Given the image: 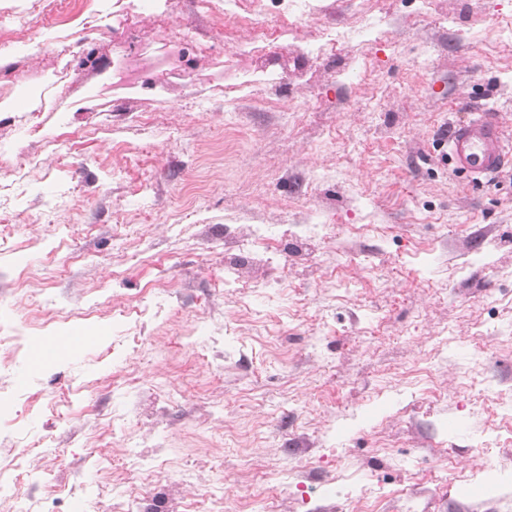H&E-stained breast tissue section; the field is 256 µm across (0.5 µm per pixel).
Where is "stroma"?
Instances as JSON below:
<instances>
[{"label":"stroma","mask_w":512,"mask_h":512,"mask_svg":"<svg viewBox=\"0 0 512 512\" xmlns=\"http://www.w3.org/2000/svg\"><path fill=\"white\" fill-rule=\"evenodd\" d=\"M321 2L243 0L280 39L230 108L224 0H0L35 158L0 154V512H512V165L475 188L442 144L482 108L512 136V0ZM371 13L381 44L292 60ZM178 37L196 66L156 68ZM281 5L280 17L283 24L297 27L319 21V15L314 7L315 0H271Z\"/></svg>","instance_id":"stroma-1"}]
</instances>
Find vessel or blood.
Instances as JSON below:
<instances>
[{"label": "vessel or blood", "mask_w": 512, "mask_h": 512, "mask_svg": "<svg viewBox=\"0 0 512 512\" xmlns=\"http://www.w3.org/2000/svg\"><path fill=\"white\" fill-rule=\"evenodd\" d=\"M446 143L449 162L473 184L512 164V138L505 135L496 118L481 110L469 120L451 125Z\"/></svg>", "instance_id": "b4317fda"}]
</instances>
